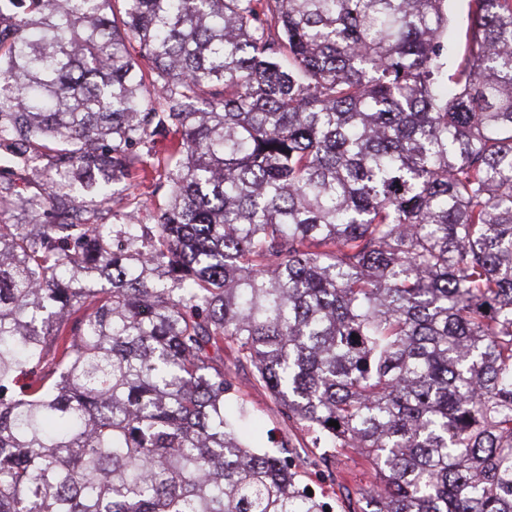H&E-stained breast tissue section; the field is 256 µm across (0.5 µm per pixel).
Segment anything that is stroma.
Here are the masks:
<instances>
[{"instance_id": "35a3bbf8", "label": "stroma", "mask_w": 512, "mask_h": 512, "mask_svg": "<svg viewBox=\"0 0 512 512\" xmlns=\"http://www.w3.org/2000/svg\"><path fill=\"white\" fill-rule=\"evenodd\" d=\"M224 367L234 386L230 403L242 399L249 408L248 417L240 424L243 437L261 448L267 446L269 439H288L290 463L313 492L323 493L334 512H364L366 504L360 491L372 480V470L365 459L354 449L340 448L332 469L316 466V451L309 447L306 433L284 420L277 402L255 383L252 367L235 365L229 351L224 354Z\"/></svg>"}]
</instances>
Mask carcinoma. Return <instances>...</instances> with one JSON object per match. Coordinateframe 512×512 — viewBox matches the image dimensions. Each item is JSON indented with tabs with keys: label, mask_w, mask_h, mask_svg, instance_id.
Masks as SVG:
<instances>
[{
	"label": "carcinoma",
	"mask_w": 512,
	"mask_h": 512,
	"mask_svg": "<svg viewBox=\"0 0 512 512\" xmlns=\"http://www.w3.org/2000/svg\"><path fill=\"white\" fill-rule=\"evenodd\" d=\"M113 2L0 0V512H326L226 348L370 512H512V0L450 97L446 0ZM150 191L151 189L143 187L142 192L144 194L137 196L135 199L127 197L125 193L118 195L116 197V200H118L117 207H121L128 212H134L141 224H154L156 206L162 203V199L161 196L152 197L149 194ZM229 370V379L235 391L226 400L229 407L243 398L249 408V416L240 423L245 439L260 449L271 446L267 434L276 441L286 438L290 442L288 454L292 468L303 475L309 488L333 506L334 512H362L365 500L359 494L372 480V470L365 459L353 448L336 449L332 472L315 465L318 450L308 447V438L298 426L286 422L280 406L269 392L255 383L250 365L235 366L233 354L224 349V372Z\"/></svg>",
	"instance_id": "1"
}]
</instances>
